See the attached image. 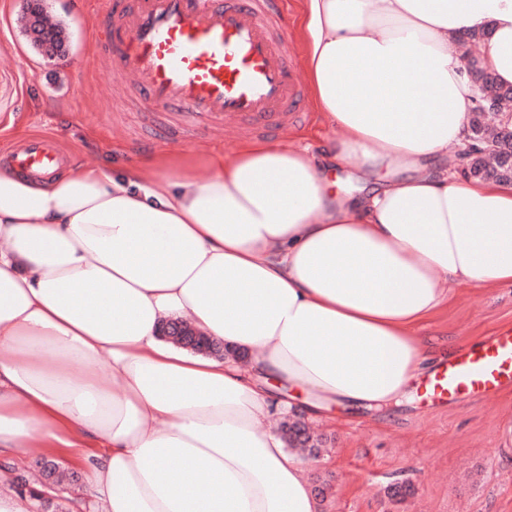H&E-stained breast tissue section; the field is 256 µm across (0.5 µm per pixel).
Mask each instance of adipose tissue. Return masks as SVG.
<instances>
[{"label":"adipose tissue","instance_id":"obj_1","mask_svg":"<svg viewBox=\"0 0 512 512\" xmlns=\"http://www.w3.org/2000/svg\"><path fill=\"white\" fill-rule=\"evenodd\" d=\"M301 4L336 131L319 156L253 141L0 172V459L68 453L71 512H321L271 415L399 403L451 285L512 286V182L456 172L474 107L457 43L490 29L481 63L512 84V0ZM344 173L361 194L336 193ZM170 316L225 357L164 341Z\"/></svg>","mask_w":512,"mask_h":512}]
</instances>
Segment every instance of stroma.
Returning <instances> with one entry per match:
<instances>
[{
  "label": "stroma",
  "mask_w": 512,
  "mask_h": 512,
  "mask_svg": "<svg viewBox=\"0 0 512 512\" xmlns=\"http://www.w3.org/2000/svg\"><path fill=\"white\" fill-rule=\"evenodd\" d=\"M107 24L96 0H0V139L48 136L76 161L120 173L147 156L232 153L220 130L153 143L163 108L105 93L93 64ZM280 141L316 155L334 136L310 101ZM512 326V288H457L423 328L467 346ZM323 450L303 461L312 487L329 485L322 512H512V392L439 405L415 393L389 411L312 422Z\"/></svg>",
  "instance_id": "stroma-1"
}]
</instances>
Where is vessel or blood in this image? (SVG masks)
Listing matches in <instances>:
<instances>
[{
	"mask_svg": "<svg viewBox=\"0 0 512 512\" xmlns=\"http://www.w3.org/2000/svg\"><path fill=\"white\" fill-rule=\"evenodd\" d=\"M286 0H114L96 65L109 85L164 105L165 139L223 126L225 138L285 132L300 117L304 91L286 50ZM64 159L53 140L19 145L11 170L50 176ZM422 386L459 403L512 387V328L457 355Z\"/></svg>",
	"mask_w": 512,
	"mask_h": 512,
	"instance_id": "b4317fda",
	"label": "vessel or blood"
}]
</instances>
